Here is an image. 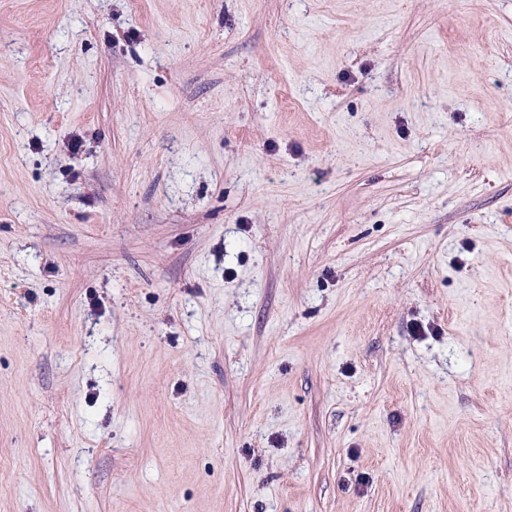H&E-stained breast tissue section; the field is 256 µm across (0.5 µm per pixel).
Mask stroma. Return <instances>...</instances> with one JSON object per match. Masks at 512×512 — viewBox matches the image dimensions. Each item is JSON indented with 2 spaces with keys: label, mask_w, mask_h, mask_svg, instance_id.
Here are the masks:
<instances>
[{
  "label": "stroma",
  "mask_w": 512,
  "mask_h": 512,
  "mask_svg": "<svg viewBox=\"0 0 512 512\" xmlns=\"http://www.w3.org/2000/svg\"><path fill=\"white\" fill-rule=\"evenodd\" d=\"M0 512H512V0H0Z\"/></svg>",
  "instance_id": "1"
}]
</instances>
